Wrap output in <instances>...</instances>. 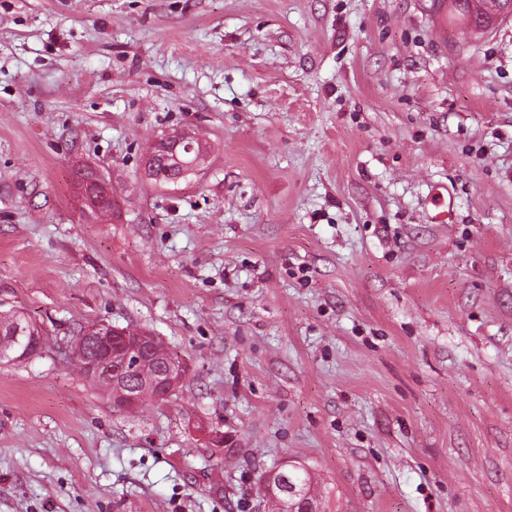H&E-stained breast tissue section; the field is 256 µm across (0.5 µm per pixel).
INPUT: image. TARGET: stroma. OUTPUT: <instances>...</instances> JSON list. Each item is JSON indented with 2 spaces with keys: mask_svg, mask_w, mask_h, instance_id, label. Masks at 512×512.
<instances>
[{
  "mask_svg": "<svg viewBox=\"0 0 512 512\" xmlns=\"http://www.w3.org/2000/svg\"><path fill=\"white\" fill-rule=\"evenodd\" d=\"M186 127L207 164L147 180ZM0 303L46 333L0 363V512H271L286 464L319 512H512V21L0 0ZM94 321L152 332L182 386L113 408L61 354Z\"/></svg>",
  "mask_w": 512,
  "mask_h": 512,
  "instance_id": "35a3bbf8",
  "label": "stroma"
}]
</instances>
